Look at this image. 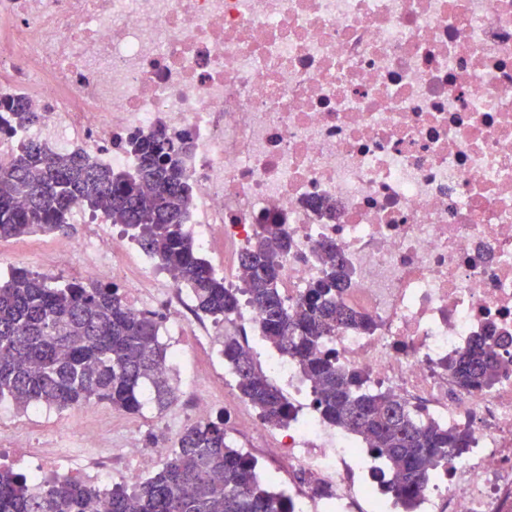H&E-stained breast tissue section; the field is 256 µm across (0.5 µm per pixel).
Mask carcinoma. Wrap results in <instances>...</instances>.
Returning a JSON list of instances; mask_svg holds the SVG:
<instances>
[{
  "label": "carcinoma",
  "mask_w": 512,
  "mask_h": 512,
  "mask_svg": "<svg viewBox=\"0 0 512 512\" xmlns=\"http://www.w3.org/2000/svg\"><path fill=\"white\" fill-rule=\"evenodd\" d=\"M0 134L33 125L42 116L22 98L0 102ZM135 174L100 166L84 151L51 154L29 141L0 166V240L37 232H65L74 207L92 215L118 216L125 231L190 289L196 310L222 324L247 303L261 309L262 341L293 358L314 383L322 418L366 439L370 452L396 474L393 489L407 505L431 475L469 447L466 430L421 420L393 396L364 389V375L337 367L325 341L338 328L368 330L371 322L350 310L342 295L350 273L333 244L321 246V279L288 306L279 288V258L288 234L264 224L241 258L248 278L228 288L185 233L189 191L180 155L186 142L164 135L134 137ZM224 363L241 396L270 425L288 421V400L264 375L248 347L224 334ZM168 357L159 322L131 310L119 290L102 282L57 286L52 278L16 268L0 279V400L16 406L69 409L92 402L136 414L143 390L160 409L175 399L162 369ZM501 369L495 344L479 339L455 362L457 383L489 388ZM0 512H290L288 500L261 479L254 459L231 444L224 419L187 427L173 457L128 489L97 490L62 478H36L0 468Z\"/></svg>",
  "instance_id": "1"
}]
</instances>
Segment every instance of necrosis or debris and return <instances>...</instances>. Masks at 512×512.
I'll return each mask as SVG.
<instances>
[{
  "label": "necrosis or debris",
  "instance_id": "4bbe7bcc",
  "mask_svg": "<svg viewBox=\"0 0 512 512\" xmlns=\"http://www.w3.org/2000/svg\"><path fill=\"white\" fill-rule=\"evenodd\" d=\"M26 97L40 124L0 137L48 152L86 150L131 171L132 136L185 140L193 206L185 230L227 286L263 224L291 248L281 288L296 303L334 242L352 276L346 305L374 327L337 330V366L366 374L423 420L466 429L470 445L404 508L382 459L326 422L311 381L277 352L287 423L246 413L250 454L327 488L291 494L292 512H512V0H0V100ZM81 244L76 280L112 277L133 310L152 308L171 343L196 338L191 420L214 397L216 325L157 258L106 222ZM480 336L500 338L491 388L458 385L451 365ZM169 450L128 430L79 479L133 485Z\"/></svg>",
  "mask_w": 512,
  "mask_h": 512
}]
</instances>
